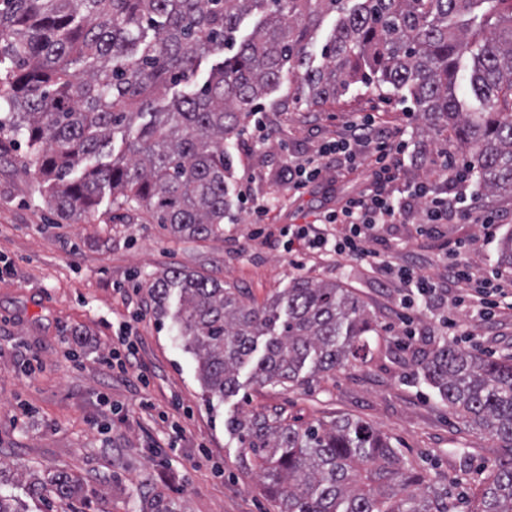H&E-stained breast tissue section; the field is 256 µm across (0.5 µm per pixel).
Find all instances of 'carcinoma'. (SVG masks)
<instances>
[{
    "instance_id": "cac0c4a2",
    "label": "carcinoma",
    "mask_w": 512,
    "mask_h": 512,
    "mask_svg": "<svg viewBox=\"0 0 512 512\" xmlns=\"http://www.w3.org/2000/svg\"><path fill=\"white\" fill-rule=\"evenodd\" d=\"M254 11L261 18L237 41L240 19ZM328 15L336 23L315 67L308 47ZM216 55L207 80L190 86ZM285 68L318 108L360 85L407 93L435 139L471 155L486 192L512 193V0H0L11 121L65 217L96 209L108 191L115 205L144 207L175 234H224V138ZM181 84L189 88L171 105L154 107L158 90ZM117 132L125 149L104 162ZM498 263L512 267V232ZM149 292L159 318L172 315L202 388L221 400L253 360L256 383L303 386L364 357L375 331L350 289L305 277L260 306L176 268ZM419 368L448 411L500 445L476 512H512V356L446 341ZM226 427L251 450L281 512H452L448 494L361 421L303 425L274 412ZM26 491L70 505L65 512L86 507L83 483L65 470L31 478Z\"/></svg>"
}]
</instances>
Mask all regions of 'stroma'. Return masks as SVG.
<instances>
[{"instance_id": "stroma-1", "label": "stroma", "mask_w": 512, "mask_h": 512, "mask_svg": "<svg viewBox=\"0 0 512 512\" xmlns=\"http://www.w3.org/2000/svg\"><path fill=\"white\" fill-rule=\"evenodd\" d=\"M295 88L294 74L283 71L279 86L261 99L260 116L243 118L225 139L231 164L224 232L199 240L175 237L146 210L120 209L108 198L94 213L63 218L9 114L0 112V141L8 145L0 153V491L20 499L26 512H48L25 494L30 475L59 470L82 479L92 512H142L157 495L175 501L179 512H279L254 474L252 453L225 428L227 419L275 409L303 423L350 418L380 430L404 460L447 491L457 512H469L499 450L495 439L469 431L450 414L423 379L418 361L441 343L439 328L430 316H416L408 348L399 347L395 288L352 260L296 269L278 235L368 187L367 172L349 175L333 166L302 196L283 187L288 163L324 151L350 113L375 105L391 121L410 113L404 181L438 185L440 169L416 156H436L442 146L403 94L353 91L318 108L297 98ZM258 119L264 130L255 129ZM245 193L278 196L270 243L253 244ZM424 220L423 206H416L408 223L386 225L374 248L433 276L451 262L479 274L497 269L498 241L481 225H445L439 237L429 238L416 232ZM171 267L244 289L257 305L298 276L341 284L377 319L369 353L300 388L255 384L246 366L238 392L208 398L195 359L184 351L172 320L158 319L150 297L155 279ZM139 311L140 354L150 370L146 387L98 361L120 325ZM463 319L461 347L496 358L512 354V320L496 324L469 313ZM78 340L85 353L76 366L68 349ZM103 392L109 404H101ZM145 398L151 403L146 411L139 406ZM175 421L185 433L173 448Z\"/></svg>"}]
</instances>
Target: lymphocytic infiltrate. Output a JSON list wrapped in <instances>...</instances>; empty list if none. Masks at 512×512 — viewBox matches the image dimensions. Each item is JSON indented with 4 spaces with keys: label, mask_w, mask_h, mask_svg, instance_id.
Listing matches in <instances>:
<instances>
[{
    "label": "lymphocytic infiltrate",
    "mask_w": 512,
    "mask_h": 512,
    "mask_svg": "<svg viewBox=\"0 0 512 512\" xmlns=\"http://www.w3.org/2000/svg\"><path fill=\"white\" fill-rule=\"evenodd\" d=\"M404 134L403 125L385 126L379 112H357L343 122L326 155L289 167L288 191L298 196L320 179L330 154L348 171L369 169L372 183L365 192L348 198L339 210L288 230V254L298 269L309 255L324 261L348 259L367 264L397 286L398 316L404 326L412 325L417 307L422 306L441 329L459 336L463 333L462 310L475 312L487 321L512 312V280H503L498 273L478 277L461 263L448 266L445 275L435 280L419 266L392 263L389 255L373 248L372 243L385 225L406 223L419 203L426 214L424 224L417 227L422 235H437L446 224H479L492 237L497 223L494 217L481 214L476 206L468 204L466 190L471 173L452 165L447 168L442 187L417 182L408 188L405 197L394 198L393 189L401 181V157L408 148ZM452 283L465 285L466 307L449 305L448 286ZM135 329L134 323H125L101 363L107 369L135 375L145 385L149 374L139 359Z\"/></svg>",
    "instance_id": "obj_1"
}]
</instances>
